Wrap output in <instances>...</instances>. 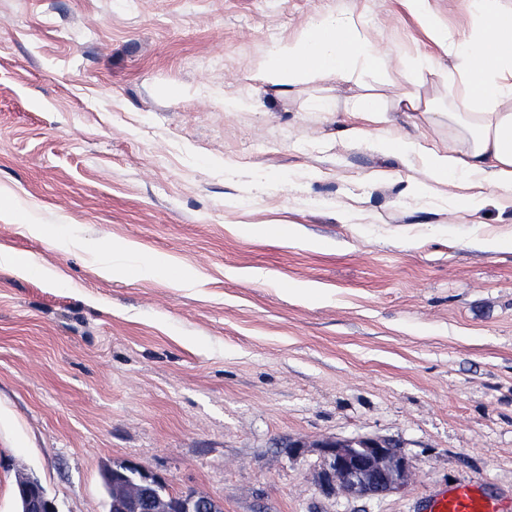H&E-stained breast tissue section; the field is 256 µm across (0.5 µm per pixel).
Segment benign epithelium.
<instances>
[{
    "instance_id": "obj_1",
    "label": "benign epithelium",
    "mask_w": 512,
    "mask_h": 512,
    "mask_svg": "<svg viewBox=\"0 0 512 512\" xmlns=\"http://www.w3.org/2000/svg\"><path fill=\"white\" fill-rule=\"evenodd\" d=\"M322 458V484L330 493L350 498H380L405 486L415 476L414 471L396 441L373 435H358L345 439L325 438L318 442ZM130 470L140 485L131 492L141 495V512H153L158 495L155 489L164 485L132 465ZM25 496L27 512H57L53 500L39 493L38 487L25 481L19 484ZM219 501L192 492L171 499L164 512H223Z\"/></svg>"
}]
</instances>
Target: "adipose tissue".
I'll return each mask as SVG.
<instances>
[{"label": "adipose tissue", "instance_id": "ef3b65f1", "mask_svg": "<svg viewBox=\"0 0 512 512\" xmlns=\"http://www.w3.org/2000/svg\"><path fill=\"white\" fill-rule=\"evenodd\" d=\"M471 2L469 22L452 32L438 19L431 0H403L453 60V72L461 80L458 109L448 115L457 147L431 150L417 139L386 131L385 112L367 97L353 106L364 123L349 133L364 137L375 132L379 151L420 167L429 182L444 183L456 172H465L476 191L459 208L475 212L486 200L483 187L512 198V0ZM385 63V55L368 42L352 17L319 14L300 39L274 46L259 73L264 82L277 85L324 76L345 79L360 69H384Z\"/></svg>", "mask_w": 512, "mask_h": 512}]
</instances>
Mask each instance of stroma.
Instances as JSON below:
<instances>
[{"label":"stroma","mask_w":512,"mask_h":512,"mask_svg":"<svg viewBox=\"0 0 512 512\" xmlns=\"http://www.w3.org/2000/svg\"><path fill=\"white\" fill-rule=\"evenodd\" d=\"M318 13L389 69L259 80ZM426 56L419 127L391 101ZM450 65L401 0H0V512L27 474L103 512L119 464L224 512H422L453 482L512 512V205L460 211L463 174L349 133L372 94L447 149ZM366 434L416 478L327 493L318 441Z\"/></svg>","instance_id":"obj_1"}]
</instances>
